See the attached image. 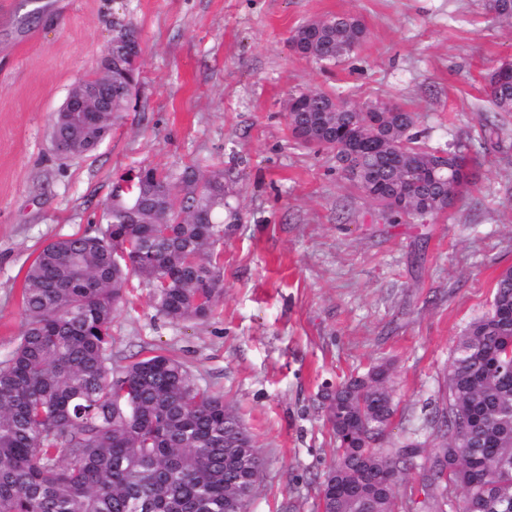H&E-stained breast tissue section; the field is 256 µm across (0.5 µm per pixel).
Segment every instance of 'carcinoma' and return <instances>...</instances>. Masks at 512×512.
<instances>
[{"mask_svg":"<svg viewBox=\"0 0 512 512\" xmlns=\"http://www.w3.org/2000/svg\"><path fill=\"white\" fill-rule=\"evenodd\" d=\"M485 9L512 18V0H485ZM366 37L362 21L330 14L311 30L296 27L295 53L334 65ZM140 59L116 76L135 87ZM496 112H512V70L493 69L485 88ZM302 102L293 125L308 128L315 145L342 152L353 132H375L399 149L400 163L415 179L412 210L390 211L392 221L424 219L446 205L440 193H458L467 157L437 150L419 134L402 130L405 108L383 99L351 105L319 89L292 92ZM130 99L112 101V115L86 132V157L123 119ZM354 186L372 198L401 197L394 170L375 160L361 164ZM224 168L188 164L177 170L142 168L125 193L113 191L98 227L61 237L42 249L26 271L23 329L9 358L0 362V512H224V503L246 488L255 492L261 460L253 439L239 450L242 462L224 467V450H236L242 422L223 397L196 386L177 358L152 352L119 368L112 362L110 327L131 280L149 288L152 303L171 321L201 320L224 294L218 245L224 242ZM124 236L135 247L114 261ZM512 268L493 289L492 309L458 337L438 409V448L419 465L427 497L463 492L459 512H485L486 503L508 497L512 512V377L490 363L512 347ZM328 421L336 458L319 493L327 512H402L411 497L402 475L413 468L416 448H378L377 438L395 413L391 370L377 364L336 385ZM395 478L387 480V474ZM356 485L354 498L327 496L330 485Z\"/></svg>","mask_w":512,"mask_h":512,"instance_id":"carcinoma-1","label":"carcinoma"}]
</instances>
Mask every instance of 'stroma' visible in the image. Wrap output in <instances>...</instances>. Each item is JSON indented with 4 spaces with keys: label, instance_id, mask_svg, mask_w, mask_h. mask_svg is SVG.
<instances>
[{
    "label": "stroma",
    "instance_id": "stroma-1",
    "mask_svg": "<svg viewBox=\"0 0 512 512\" xmlns=\"http://www.w3.org/2000/svg\"><path fill=\"white\" fill-rule=\"evenodd\" d=\"M342 13L367 26L355 54L325 67L290 50L294 28ZM124 25L142 47L130 108L90 156L59 158L53 113ZM506 60L512 22L483 0H0V362L49 241L91 228L139 168L208 159L225 173L224 296L208 319L172 322L135 289L112 320L114 363L153 348L223 396L263 461L248 512H319L336 448L321 390L376 363L395 405L381 446L432 456L457 338L512 267V113L484 94ZM310 88L400 105L426 145L469 146V192L385 223L332 154L294 142L284 103Z\"/></svg>",
    "mask_w": 512,
    "mask_h": 512
}]
</instances>
